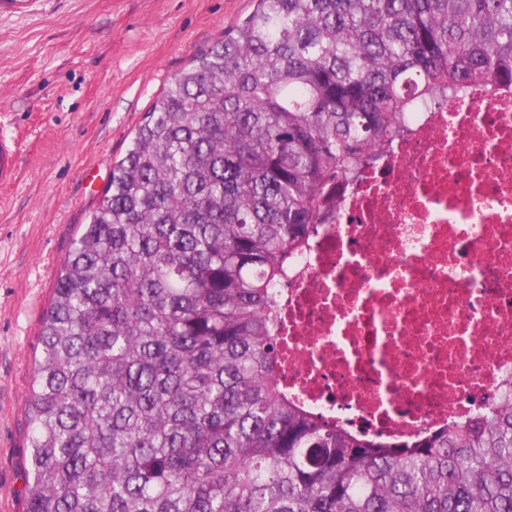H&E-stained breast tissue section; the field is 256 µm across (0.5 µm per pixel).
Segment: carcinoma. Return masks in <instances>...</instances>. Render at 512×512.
Instances as JSON below:
<instances>
[{
	"instance_id": "obj_1",
	"label": "carcinoma",
	"mask_w": 512,
	"mask_h": 512,
	"mask_svg": "<svg viewBox=\"0 0 512 512\" xmlns=\"http://www.w3.org/2000/svg\"><path fill=\"white\" fill-rule=\"evenodd\" d=\"M153 102L56 274L26 512H512V397L395 445L278 379L289 263L408 114L512 84V0H253Z\"/></svg>"
}]
</instances>
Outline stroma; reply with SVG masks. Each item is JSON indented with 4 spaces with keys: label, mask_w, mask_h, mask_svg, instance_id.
Wrapping results in <instances>:
<instances>
[{
    "label": "stroma",
    "mask_w": 512,
    "mask_h": 512,
    "mask_svg": "<svg viewBox=\"0 0 512 512\" xmlns=\"http://www.w3.org/2000/svg\"><path fill=\"white\" fill-rule=\"evenodd\" d=\"M252 0H36L0 9V512H25L27 403L55 276L112 163L175 74ZM16 171V151L7 140L0 139V183L15 179Z\"/></svg>",
    "instance_id": "1"
}]
</instances>
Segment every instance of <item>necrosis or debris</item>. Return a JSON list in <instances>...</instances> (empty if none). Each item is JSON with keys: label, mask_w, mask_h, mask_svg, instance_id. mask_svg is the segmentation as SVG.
I'll return each mask as SVG.
<instances>
[{"label": "necrosis or debris", "mask_w": 512, "mask_h": 512, "mask_svg": "<svg viewBox=\"0 0 512 512\" xmlns=\"http://www.w3.org/2000/svg\"><path fill=\"white\" fill-rule=\"evenodd\" d=\"M281 299L289 392L353 433L405 441L512 393V87L414 113Z\"/></svg>", "instance_id": "4bbe7bcc"}]
</instances>
